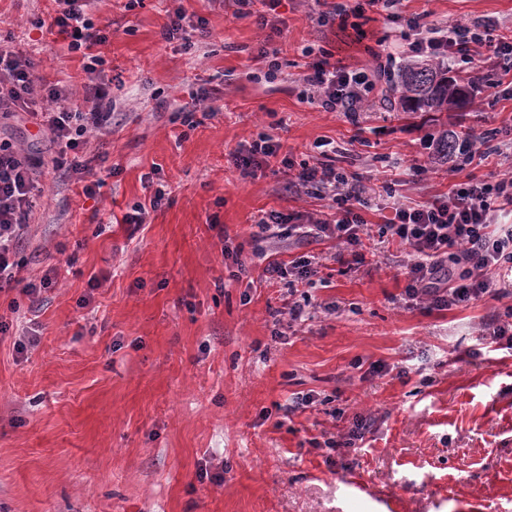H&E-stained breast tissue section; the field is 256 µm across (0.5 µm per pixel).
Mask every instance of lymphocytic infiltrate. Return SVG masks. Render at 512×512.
I'll return each instance as SVG.
<instances>
[{
  "mask_svg": "<svg viewBox=\"0 0 512 512\" xmlns=\"http://www.w3.org/2000/svg\"><path fill=\"white\" fill-rule=\"evenodd\" d=\"M55 3L57 9L46 24L47 32L63 36L69 51L83 58L84 70L95 73L104 59L94 49L108 39L106 29L92 20L97 0ZM313 4L319 9L321 24L352 29L360 38L365 35L361 20L370 12L404 24L411 36L412 55L438 63L463 62L489 68L496 75L492 89L501 90L506 97L512 95V34L500 33L493 21H459L441 27L422 14L403 16L402 0H313ZM395 62L393 54H386L384 63L368 75L322 55L300 73L302 95L318 99L328 112L359 111L377 79L388 74ZM85 94L92 103L89 111L69 107L71 93L66 86L45 82L30 57L0 44V115H25L53 146L48 167L75 176L83 184V195L91 197L103 185L102 180L93 179L92 173L107 156H86L84 148L90 132H102L111 126L112 101L103 83L86 87ZM280 149L278 141L261 133L233 152L231 158L246 176L270 166L272 159H280L282 166L294 171L292 187L329 199V211L314 218L272 210L258 220L260 231L278 229L331 239L341 246L336 255L339 263L351 269L363 264L364 239L368 235L363 212L370 209L371 198L361 179L337 172L324 161L313 166L294 163L280 157ZM35 168L29 154L11 141L0 139V288L16 282L18 272L26 265L20 246L43 193L35 181ZM505 204H512L511 172L494 182L471 177L425 204L396 207L383 231L412 254L407 266L408 299L441 310L505 292L507 283L499 273L512 272V224L498 220ZM447 256L461 266L458 277L445 271L443 259Z\"/></svg>",
  "mask_w": 512,
  "mask_h": 512,
  "instance_id": "1",
  "label": "lymphocytic infiltrate"
}]
</instances>
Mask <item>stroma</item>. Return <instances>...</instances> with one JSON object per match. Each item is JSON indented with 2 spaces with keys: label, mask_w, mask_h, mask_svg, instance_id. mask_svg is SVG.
<instances>
[{
  "label": "stroma",
  "mask_w": 512,
  "mask_h": 512,
  "mask_svg": "<svg viewBox=\"0 0 512 512\" xmlns=\"http://www.w3.org/2000/svg\"><path fill=\"white\" fill-rule=\"evenodd\" d=\"M180 7L207 21L188 51L163 36ZM53 8L0 0V38L47 82L83 92L80 56L38 24ZM234 10L233 0L97 2L112 127L87 152L107 153L114 172L92 199L65 172L38 175L21 275L52 283L34 303L0 293V512H512V354L480 337L512 295L409 306L408 251L381 235L394 205L512 170V100L489 97L487 72L474 70L461 110L401 111L383 82L356 115L328 112L299 97L304 49L371 70L392 23L374 16L358 42L318 24L310 0H283L285 77L269 83L256 59L265 33ZM403 11L512 31V0H405ZM191 84L209 97L189 126ZM446 128L495 131L487 160L449 171L428 147ZM261 132L311 165L312 144L335 141L336 167L375 189L364 265L337 263L332 241L256 239L264 212L327 207L290 190L287 169L240 174L231 155ZM0 136L44 160L52 151L19 115L0 121ZM396 160L423 171L396 176ZM158 188L161 208L123 223ZM301 256L318 272L292 294L310 312L294 322L283 281L266 283L262 269ZM307 393L313 404L289 410ZM357 417L370 424L360 447L322 448ZM203 469L223 484L199 480Z\"/></svg>",
  "instance_id": "35a3bbf8"
}]
</instances>
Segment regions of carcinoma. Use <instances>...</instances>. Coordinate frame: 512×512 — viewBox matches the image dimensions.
<instances>
[{"label":"carcinoma","mask_w":512,"mask_h":512,"mask_svg":"<svg viewBox=\"0 0 512 512\" xmlns=\"http://www.w3.org/2000/svg\"><path fill=\"white\" fill-rule=\"evenodd\" d=\"M453 68L409 61L398 70L395 89L398 104L405 112H446L448 105L461 107L469 103L470 82L464 77L449 76ZM459 135L443 131L437 141L438 154L446 157L455 152Z\"/></svg>","instance_id":"obj_1"}]
</instances>
